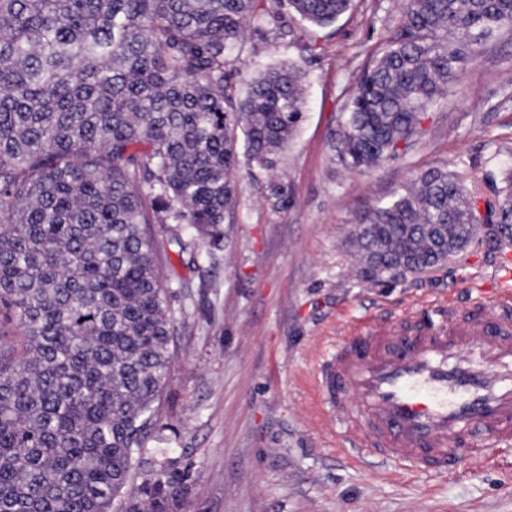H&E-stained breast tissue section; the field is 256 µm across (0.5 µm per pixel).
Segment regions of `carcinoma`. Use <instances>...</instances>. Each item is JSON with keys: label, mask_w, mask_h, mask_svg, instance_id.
I'll use <instances>...</instances> for the list:
<instances>
[{"label": "carcinoma", "mask_w": 512, "mask_h": 512, "mask_svg": "<svg viewBox=\"0 0 512 512\" xmlns=\"http://www.w3.org/2000/svg\"><path fill=\"white\" fill-rule=\"evenodd\" d=\"M352 0H0V512H112L147 463L173 360L163 276L170 253L220 248L240 154L274 168L305 110L293 64L258 71L245 96L224 73L246 29L294 45ZM512 30V0H404L403 20L361 72L336 158L398 159L420 118L482 42ZM498 223L512 224V168ZM167 214L162 239L150 229ZM476 196L423 170L368 210L364 263L425 272L448 261ZM189 474L142 481L125 512H178Z\"/></svg>", "instance_id": "carcinoma-1"}]
</instances>
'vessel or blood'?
Listing matches in <instances>:
<instances>
[{
	"label": "vessel or blood",
	"mask_w": 512,
	"mask_h": 512,
	"mask_svg": "<svg viewBox=\"0 0 512 512\" xmlns=\"http://www.w3.org/2000/svg\"><path fill=\"white\" fill-rule=\"evenodd\" d=\"M317 385L359 456L435 476L489 466L512 444V290L356 324L321 356Z\"/></svg>",
	"instance_id": "1"
}]
</instances>
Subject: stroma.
Listing matches in <instances>:
<instances>
[{"label":"stroma","mask_w":512,"mask_h":512,"mask_svg":"<svg viewBox=\"0 0 512 512\" xmlns=\"http://www.w3.org/2000/svg\"><path fill=\"white\" fill-rule=\"evenodd\" d=\"M404 0H353L293 46L254 28L229 58L237 92L256 71L292 63L306 76L304 118L275 168L241 167L224 247L174 262L190 284L172 300L174 358L163 430L148 445L189 471L185 512H512V447L481 469L432 477L348 461L314 380L317 358L354 324L406 313L414 300L469 308L512 268V241L487 220L471 245L421 274L363 280L352 248L365 211L429 168L456 172L482 199L512 166V36L464 62L398 161L352 172L332 134L365 64L401 21Z\"/></svg>","instance_id":"1"}]
</instances>
